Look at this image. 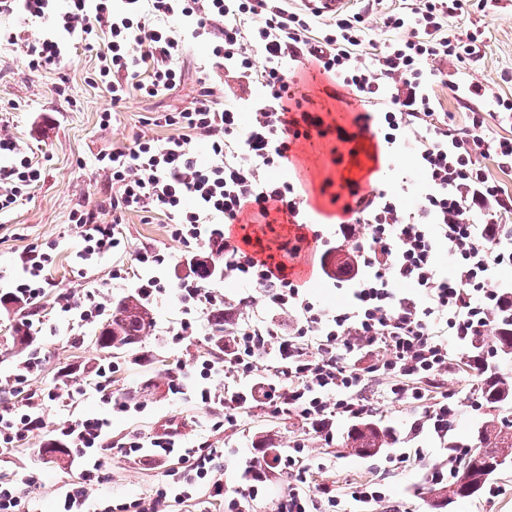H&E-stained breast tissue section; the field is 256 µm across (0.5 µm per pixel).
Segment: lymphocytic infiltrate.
<instances>
[{"instance_id": "lymphocytic-infiltrate-1", "label": "lymphocytic infiltrate", "mask_w": 512, "mask_h": 512, "mask_svg": "<svg viewBox=\"0 0 512 512\" xmlns=\"http://www.w3.org/2000/svg\"><path fill=\"white\" fill-rule=\"evenodd\" d=\"M328 19L288 0H0V14L23 24L6 34L35 74L57 72L70 58L69 38L95 55L92 81L120 108L131 93L167 96L183 81L181 59L201 42L207 57L189 106L145 118L160 136L97 154L105 176L101 201L70 215L83 247L80 259L124 250L117 231L129 214L146 224L161 221L171 241L185 247L222 244L224 277L244 288L229 300L208 281L156 276L137 290L149 299L174 298L183 317L174 332L198 335L201 313L224 312V348L216 359L197 360V398L224 411V428L236 427L248 405L296 415L309 431L332 442L336 417L368 415L362 391L376 377L385 398L424 406L414 430L432 432L436 445L415 454L391 453L384 471L422 465L432 485L447 482L466 456L448 445L458 415L453 391L429 400L451 369L450 342L472 344L491 335L502 307L512 301V93L468 72L484 58L485 33L453 27L466 0H407L381 10L382 0ZM380 26L389 37L374 44ZM454 59L461 71L444 75L433 60ZM447 84L463 113L444 111L437 92ZM322 88L351 116L349 126L326 121L314 109ZM336 136L349 144L332 162L359 165L369 153L390 174L388 183L346 177L325 180L337 211L322 221L310 201L300 147ZM415 166L405 170L404 155ZM42 178V169L19 142L0 136V212L19 205ZM276 231L279 242L263 257L247 250L253 229ZM450 267H442L439 251ZM53 262L35 245L17 264L24 277L14 298L44 296ZM310 264L313 273L348 287L347 302L328 307L312 300L308 284L288 267ZM41 370L33 355L18 364L6 393L18 408H0V447L18 448L45 426V402L69 405L73 388L28 391ZM223 378L222 388L210 385ZM112 422L87 415L56 423L80 468L59 512H171L200 492L223 501L224 512H252L259 496L274 492L277 512H400L385 484L371 479L315 484L304 448L296 440L262 457L224 452L210 441L180 449L161 437L110 441ZM156 462L162 473L151 492L112 504L92 495L104 481L100 452ZM176 467H168L169 459ZM238 469L240 485L221 473ZM286 482L271 489L273 478Z\"/></svg>"}]
</instances>
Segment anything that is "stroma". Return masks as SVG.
I'll use <instances>...</instances> for the list:
<instances>
[{
    "label": "stroma",
    "instance_id": "35a3bbf8",
    "mask_svg": "<svg viewBox=\"0 0 512 512\" xmlns=\"http://www.w3.org/2000/svg\"><path fill=\"white\" fill-rule=\"evenodd\" d=\"M464 28H481L487 37L485 58L476 63L480 77L500 81L504 92L512 93V5L481 7L471 4L468 14L457 20ZM205 53L201 44H193L184 57V81L172 94L147 97L131 93L110 125L99 123L101 112L109 109V95L92 84L89 75L96 61L83 48L73 49L63 74L33 75L26 60L14 46L0 42V134L11 135L28 151L43 169L41 182L32 189L27 200L14 210L0 213V273L16 270V256L28 245H54V262L50 269L52 292L40 300L32 317V332L37 338V351L44 359L40 377L30 383L31 389L53 386L61 369L73 366L93 367L99 362L98 353L89 347L91 336L98 332L99 322H78L63 319L54 303L58 293L82 296L101 289L105 303H112L130 294L128 283H113L110 274L114 265L135 268L134 257L145 246L170 248L176 261H183L188 250L169 241L164 224H145L139 216H125L119 230L127 242V250L110 255L92 265H82L75 254L81 249V239L70 222L72 210L94 207L102 177L94 166L95 156L112 146L129 142L140 133L155 134L143 118L155 112L183 108L193 100L197 89V65ZM67 77L70 99L58 97L54 87L60 77ZM155 325L135 349L116 359L112 390L122 397L143 402V411L112 414L94 392L75 396L70 406L48 404L44 410L45 429L35 433L29 445L13 450H0V477L36 473L37 512H55L57 498L65 484L75 480L79 471L69 456L55 462L44 461L41 448L53 439L52 424L63 417L86 414L111 415L112 437L150 435L154 424L164 417H179L187 421L183 437L186 445L210 439L215 446L227 447L251 456L260 455L266 445L288 446L296 436L308 435L307 452L316 468L317 481L350 482L374 478L381 456L356 457L344 448L329 450L317 434H306L299 418L273 415L261 407L252 408L237 429H215L217 410L201 406L192 392L173 394L170 380L179 366L191 365L203 354H209L206 337L193 336L183 342L173 340L170 330L180 318L178 305L170 300L153 305ZM19 323L14 305L0 304V381L8 379L26 353L13 342L14 328ZM447 386L454 390L459 415L453 424L455 434L464 436L485 419L486 409L475 379L463 369L462 361L452 363ZM365 395L371 403L374 419L400 431L399 447L406 450L429 447V432L410 436L412 423L419 411L408 405L384 399L376 385H369ZM103 473L107 480L98 486L97 495L131 498L147 492L157 482L159 472L151 465L122 457L115 450L105 452ZM387 483L401 507L407 512H512V465L492 479L495 494H482L479 501L447 502L428 482L425 470L409 468L391 475Z\"/></svg>",
    "mask_w": 512,
    "mask_h": 512
}]
</instances>
